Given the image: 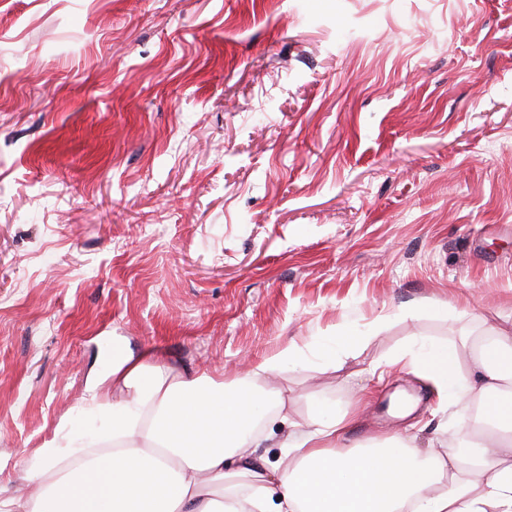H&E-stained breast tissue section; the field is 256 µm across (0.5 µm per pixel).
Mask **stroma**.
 <instances>
[{
	"label": "stroma",
	"instance_id": "stroma-1",
	"mask_svg": "<svg viewBox=\"0 0 512 512\" xmlns=\"http://www.w3.org/2000/svg\"><path fill=\"white\" fill-rule=\"evenodd\" d=\"M505 321L512 0H0L1 484L113 338L227 381L296 343L292 419L425 448L395 353Z\"/></svg>",
	"mask_w": 512,
	"mask_h": 512
}]
</instances>
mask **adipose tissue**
<instances>
[{
    "mask_svg": "<svg viewBox=\"0 0 512 512\" xmlns=\"http://www.w3.org/2000/svg\"><path fill=\"white\" fill-rule=\"evenodd\" d=\"M297 357L283 344L229 383L150 349L113 359L111 394L93 387L85 401L103 423L80 437L59 428L25 463L31 493L0 487V512H512V323L400 355L464 400L468 467L451 438L427 451L398 434L349 443L356 401L333 419L290 422L280 463H258V407L288 412L260 382Z\"/></svg>",
    "mask_w": 512,
    "mask_h": 512,
    "instance_id": "obj_1",
    "label": "adipose tissue"
}]
</instances>
